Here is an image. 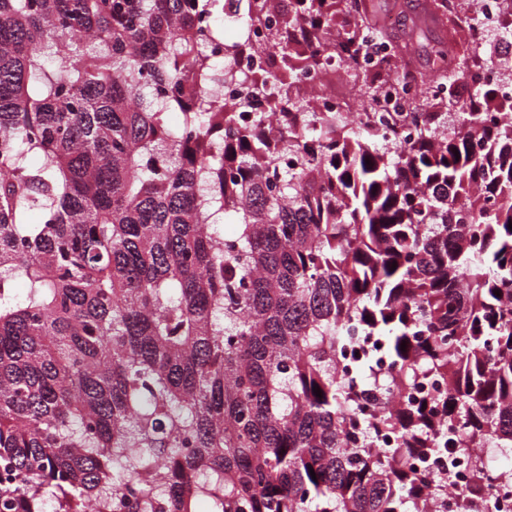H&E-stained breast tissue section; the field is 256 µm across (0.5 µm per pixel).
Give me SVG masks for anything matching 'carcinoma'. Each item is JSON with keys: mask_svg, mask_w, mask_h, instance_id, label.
<instances>
[{"mask_svg": "<svg viewBox=\"0 0 512 512\" xmlns=\"http://www.w3.org/2000/svg\"><path fill=\"white\" fill-rule=\"evenodd\" d=\"M238 2L221 60L224 0H0V512H434L422 457L512 452V98L467 46L389 126L315 112L299 74L357 76L373 37L360 108L409 84L400 46L361 0ZM265 7L281 92L245 123L214 85ZM459 79L453 120L423 111Z\"/></svg>", "mask_w": 512, "mask_h": 512, "instance_id": "cac0c4a2", "label": "carcinoma"}]
</instances>
